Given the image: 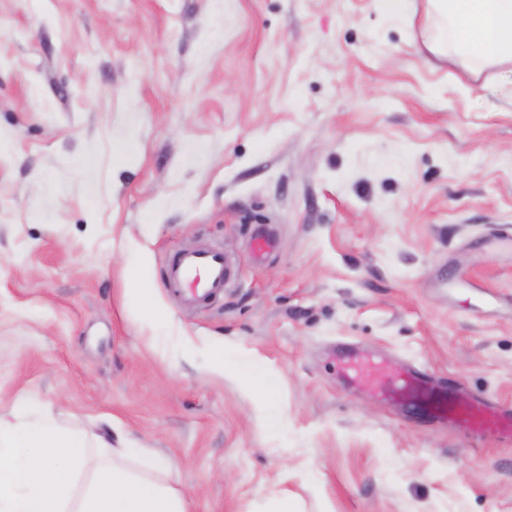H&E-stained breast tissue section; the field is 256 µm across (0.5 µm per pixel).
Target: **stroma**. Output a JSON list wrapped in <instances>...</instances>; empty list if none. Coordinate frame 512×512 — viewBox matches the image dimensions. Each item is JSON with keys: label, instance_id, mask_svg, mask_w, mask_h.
<instances>
[{"label": "stroma", "instance_id": "obj_1", "mask_svg": "<svg viewBox=\"0 0 512 512\" xmlns=\"http://www.w3.org/2000/svg\"><path fill=\"white\" fill-rule=\"evenodd\" d=\"M424 18L0 0V413L111 418L191 512H512V441L359 393L333 355L512 408V102L428 53ZM200 245L236 277L186 308L161 283ZM128 290L131 299L135 303L137 320L147 325L155 324L159 319L158 310L148 300L142 278L135 277L130 279Z\"/></svg>", "mask_w": 512, "mask_h": 512}]
</instances>
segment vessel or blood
Segmentation results:
<instances>
[{
	"label": "vessel or blood",
	"mask_w": 512,
	"mask_h": 512,
	"mask_svg": "<svg viewBox=\"0 0 512 512\" xmlns=\"http://www.w3.org/2000/svg\"><path fill=\"white\" fill-rule=\"evenodd\" d=\"M234 278V264L222 251L184 249L171 254L164 286L190 306L201 307L222 295ZM343 367L351 381L364 390L420 405L430 415L452 419L468 429L512 435V414L485 405L453 403L445 389L433 386L420 372L410 371L390 378L373 357L356 353L344 357Z\"/></svg>",
	"instance_id": "vessel-or-blood-1"
}]
</instances>
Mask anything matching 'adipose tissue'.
Listing matches in <instances>:
<instances>
[{
	"mask_svg": "<svg viewBox=\"0 0 512 512\" xmlns=\"http://www.w3.org/2000/svg\"><path fill=\"white\" fill-rule=\"evenodd\" d=\"M427 49L473 75L512 73V0H426ZM0 512H189L186 498L129 463L124 442L62 428L44 411L0 415Z\"/></svg>",
	"mask_w": 512,
	"mask_h": 512,
	"instance_id": "obj_1",
	"label": "adipose tissue"
}]
</instances>
